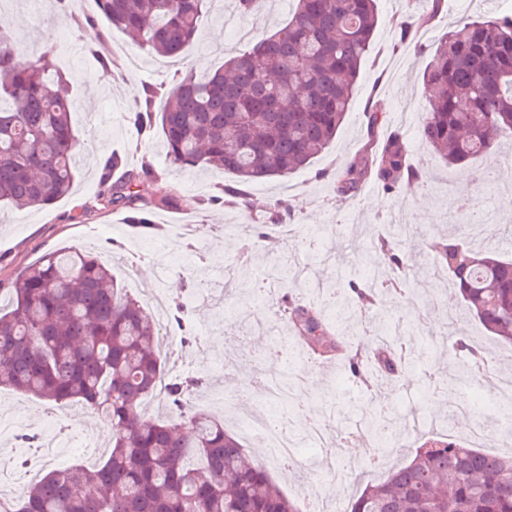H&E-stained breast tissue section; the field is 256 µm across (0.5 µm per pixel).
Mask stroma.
Here are the masks:
<instances>
[{
    "label": "stroma",
    "mask_w": 512,
    "mask_h": 512,
    "mask_svg": "<svg viewBox=\"0 0 512 512\" xmlns=\"http://www.w3.org/2000/svg\"><path fill=\"white\" fill-rule=\"evenodd\" d=\"M234 4L235 0H211L195 43L181 58L172 60L134 50L121 31L107 29L105 20L97 16L96 0H72L65 14L57 10L55 0H6L4 8L16 42L29 47L45 43L58 51L57 64L71 75L72 94L77 100L72 123L89 152L80 162L69 197L40 209L0 207V282L12 281L44 255L69 247H83L112 260L117 281L141 299L147 289L166 290L172 282L186 277L206 288L223 280L238 248L234 226L241 223L242 215L233 205L207 207L202 200L219 187L236 185V176L218 169L169 165L161 134L148 138L140 135L129 123L128 115L142 99L145 86L167 85L187 71L199 77L209 75L223 64L230 50L246 49L255 39L284 26L295 0H262L258 11L246 17L234 13ZM511 11L506 0H442L436 11L431 8V0H378L373 49L361 66L351 109L335 139L309 167L285 178L247 186L252 213L266 214L271 200L289 202L294 206V223L305 231L320 229V244L331 251L340 241L338 228L352 229L348 244L356 249L369 240L375 225L391 223L412 227L415 245L426 250L456 224V189L468 178L473 183L471 204L480 217L501 229L492 239V246L511 255L512 159H501L496 181L490 184L484 178V160L466 167L444 165L418 136L426 110L423 71L437 44L463 24ZM87 17L94 18L97 30L112 46V82L104 81L96 60L85 53L73 32L76 21ZM405 23L415 34L410 44L397 41ZM201 58L206 61L202 68L196 65ZM374 101L384 114V129L406 133L412 158L428 168L430 177L422 187L403 184L393 197L373 182L365 183L357 196H338L331 181L319 178L318 173L344 166L360 155L369 139L364 112ZM115 153L125 156L130 168L142 171L140 193L152 208L151 219L159 224V231L127 224L124 210L103 205L101 162ZM165 197L170 200L166 206L161 203ZM422 202L432 211L431 223L416 221V210ZM74 213L79 214V222L71 221ZM114 239L123 243L122 254L109 251L108 243ZM298 263L305 271L304 281L272 286L270 293L275 297L292 294L317 309L323 307L325 296L311 291L308 281L335 280L343 285L358 273L356 267L339 269L334 263L305 255L299 256ZM415 273L419 278L418 306L377 310L379 319L390 324L393 337L416 335L424 348L415 381L398 383L390 400L405 421L413 412L430 410L432 401H440V408L430 411L444 422L446 432L463 440L470 427L482 426L487 452H497L498 427L476 414L462 416L456 409L469 389L460 384L457 366L448 358L447 315H461L462 331L493 358L500 373L512 375V346L492 339L473 317L464 315L453 288L435 287L429 261H422ZM274 320L272 308L242 302L233 294L222 299L194 296L188 303L186 321L200 336L201 346L184 344L180 333L174 332L160 337L158 349L170 375H178L184 364L191 363L198 374L207 377L208 384L195 393L194 404L223 419L230 431L234 423L226 420L223 406L212 404V397L236 392L252 374L304 371L303 397L319 409L320 420L298 418L276 402L271 408L283 415L288 434L302 438L316 426L327 434V442L315 450L302 448L301 465L291 467L265 463L258 442L248 440L244 446L256 462L264 463L288 496L301 500L305 512H322L328 502L347 505L366 483L379 477L381 467L405 462L409 451L377 448L375 459L381 466L376 469L372 461L337 446L336 438L356 424L351 393L336 386L337 372L344 364L339 361L328 367L313 360L305 365L289 363L293 346L271 338ZM0 413L15 414L23 430L40 431L47 423H56L67 442L66 447L47 454L0 436V479L27 486L51 470L75 464L89 467L108 456L111 431L83 405L60 407L5 388L0 390Z\"/></svg>",
    "instance_id": "obj_1"
}]
</instances>
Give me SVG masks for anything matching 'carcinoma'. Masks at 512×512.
Wrapping results in <instances>:
<instances>
[{
	"mask_svg": "<svg viewBox=\"0 0 512 512\" xmlns=\"http://www.w3.org/2000/svg\"><path fill=\"white\" fill-rule=\"evenodd\" d=\"M110 26L141 50L181 57L196 40L207 0H97ZM377 24V0H297L288 23L249 48L230 53L209 76L185 74L154 110L155 88L133 113L141 131L159 125L170 165H214L240 183L286 177L307 166L334 139L349 112L361 65ZM40 50L23 62L14 53L8 19L0 8V203L47 207L69 194L83 141L71 123L69 79ZM427 111L421 141L448 165L487 157L512 136V15L473 21L448 34L424 73ZM428 170L413 163L404 138L386 136L374 159L364 152L332 176L336 194H356L372 178L388 194L405 182L424 183ZM140 175L127 170L105 203L120 207L128 222L150 227L151 211L139 205ZM238 200L248 213L245 190L227 186L207 203ZM456 233L433 244L432 265L448 273L469 312L490 336L512 345V259L471 245L465 229L473 208L460 211ZM291 217L279 201L261 230L248 218L238 236L259 247L266 230ZM316 231L290 239L311 251ZM421 253L404 242L372 238L357 254L342 251L343 265L385 266L389 279H363L328 301L370 315L374 296L398 285L417 294L413 273ZM227 287L252 298L263 289L228 279ZM282 308L294 336L318 359L338 353L323 311L286 295ZM160 325L121 287L111 267L73 248L46 255L8 285L0 283V387L59 405L83 403L112 428V451L89 469H56L28 487L0 512H303L267 471L253 463L236 436L209 415L187 407L202 385L191 377L170 384L169 402L183 428L144 415L142 405L163 379L157 348ZM350 360L371 399L360 408L364 435L385 441L396 421L383 386L399 369H415L414 345L394 341L366 345ZM448 354L464 357L460 373L490 368L481 349L459 337ZM346 512H512V454L492 455L446 437L426 438L409 459L365 485Z\"/></svg>",
	"mask_w": 512,
	"mask_h": 512,
	"instance_id": "cac0c4a2",
	"label": "carcinoma"
}]
</instances>
